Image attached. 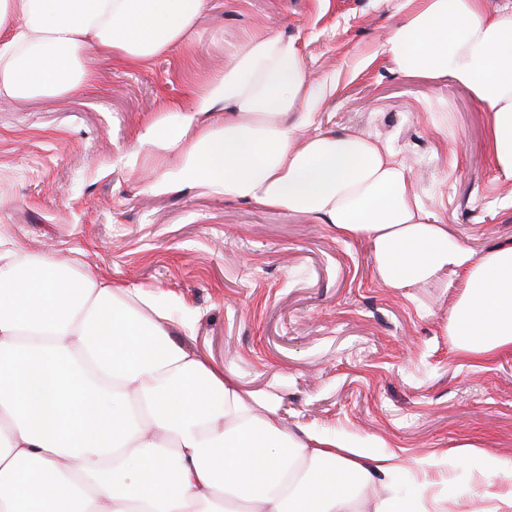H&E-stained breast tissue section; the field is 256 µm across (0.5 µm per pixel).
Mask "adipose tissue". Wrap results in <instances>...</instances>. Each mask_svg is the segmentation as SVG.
Masks as SVG:
<instances>
[{"instance_id": "obj_1", "label": "adipose tissue", "mask_w": 512, "mask_h": 512, "mask_svg": "<svg viewBox=\"0 0 512 512\" xmlns=\"http://www.w3.org/2000/svg\"><path fill=\"white\" fill-rule=\"evenodd\" d=\"M380 50L401 69L450 75L491 115L490 152L512 177V8L418 0ZM206 0H0V102L88 85V48L147 61L194 29ZM295 41L248 40L232 63L145 123L127 154L162 194L204 184L371 241L390 288L463 273L457 349L512 348V245L477 257L436 223L384 144L326 130ZM168 303L29 254L0 235V512H442L380 490L394 455L303 428L242 391L183 334ZM489 512H512V474L479 451Z\"/></svg>"}]
</instances>
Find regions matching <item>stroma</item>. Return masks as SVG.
I'll return each mask as SVG.
<instances>
[{
  "instance_id": "obj_1",
  "label": "stroma",
  "mask_w": 512,
  "mask_h": 512,
  "mask_svg": "<svg viewBox=\"0 0 512 512\" xmlns=\"http://www.w3.org/2000/svg\"><path fill=\"white\" fill-rule=\"evenodd\" d=\"M409 0H208L193 32L140 63L84 57L95 80L0 104V231L163 295L194 320L191 346L296 430L370 441L398 476L468 440L512 470V349L482 362L455 347L459 274L386 287L369 241L303 214L206 186L150 195L127 152L170 103L189 102L252 35L295 41L315 86L335 89L322 127L382 141L424 208L482 256L512 244V178L489 150L490 115L448 76L405 71L379 50ZM465 459L434 491L447 512L477 496Z\"/></svg>"
}]
</instances>
